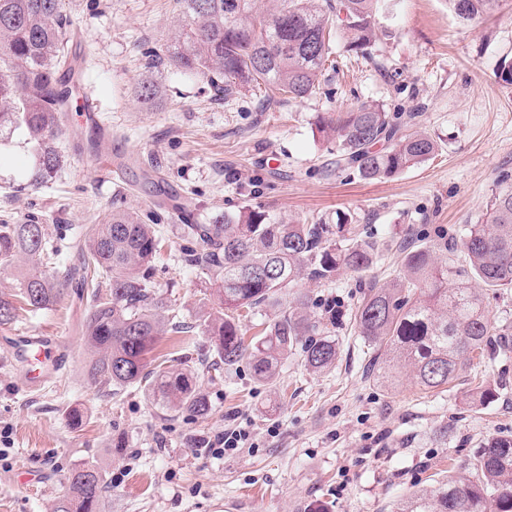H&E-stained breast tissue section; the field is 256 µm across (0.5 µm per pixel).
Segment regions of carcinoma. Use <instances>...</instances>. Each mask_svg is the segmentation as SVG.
Returning a JSON list of instances; mask_svg holds the SVG:
<instances>
[{
    "mask_svg": "<svg viewBox=\"0 0 512 512\" xmlns=\"http://www.w3.org/2000/svg\"><path fill=\"white\" fill-rule=\"evenodd\" d=\"M181 19L169 41L143 53L148 77L138 99L154 105L162 96L158 74L173 67L223 85L224 96L242 86L264 90V101L279 95L305 99L319 89L325 64L341 39L346 52L365 56L378 39L379 0H280L265 15L256 0H178ZM500 0H448L470 22L493 11ZM65 0H0V130L23 128L37 152V184L56 172L61 155L55 141L66 133L74 87L69 62L70 20ZM416 113L391 112L380 103H362L324 123L336 143V168L354 169L363 179L394 177L421 165L438 151L428 134L412 129ZM181 261L221 275L217 306L200 327L218 361L198 373L189 368L153 371L149 354L159 336L189 326L174 300L153 286L150 263L160 250L156 217L112 197L105 222L88 228L78 249L82 265L80 297L91 310L82 332L92 352L88 378L121 388L147 381L154 396L181 411L205 415L211 404L200 378L247 365L255 380L273 381L282 360L300 351L313 373L336 363L339 342L298 294L282 307L263 335L247 345L239 334L241 311L280 303L286 289L306 279L331 282L341 270L362 273L382 257L383 245L352 231L340 217L334 224H276L260 213L244 212L211 224H181ZM400 275L388 283L371 279L353 311V325L366 342L384 350L373 364L377 379L394 385L408 371L424 390L456 379L486 353L512 352V327L492 325L482 294L512 288V187L493 195L487 223L472 224L460 239L402 242ZM464 253L468 266L447 258ZM25 262L36 272L20 281L25 305H53L65 282L37 268L56 264L43 219L0 224V268ZM14 295L0 293V326L16 319ZM471 476H450L417 493L397 512H512V438H495L467 463ZM103 483L92 467L70 475V493L54 512H99Z\"/></svg>",
    "mask_w": 512,
    "mask_h": 512,
    "instance_id": "1",
    "label": "carcinoma"
}]
</instances>
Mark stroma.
Here are the masks:
<instances>
[{
	"instance_id": "obj_1",
	"label": "stroma",
	"mask_w": 512,
	"mask_h": 512,
	"mask_svg": "<svg viewBox=\"0 0 512 512\" xmlns=\"http://www.w3.org/2000/svg\"><path fill=\"white\" fill-rule=\"evenodd\" d=\"M97 2L92 11L88 0H69L67 11L73 49L90 62L81 94L97 103L118 174L106 177L84 150L80 110L69 113L56 144L63 167L36 186L24 132H0V224L38 214L51 239L68 225L57 271L73 267L74 243L107 218L109 200L122 193L140 210L187 205L200 224L249 210L284 224H332L343 212L362 235L392 243L369 271L386 281L400 270L404 238L431 240L440 230L464 236L499 174H512V85L496 79L512 62V0L470 23L448 0H393L391 13L377 17L384 34L369 57L338 53L337 70L325 72L316 94L265 110L252 88L219 99L206 81L170 69L161 76V101L142 104V52L168 39L175 0ZM371 100L418 113V127L439 144L436 154L389 179L337 169L320 120ZM152 281L193 327L162 336L155 356L173 368L187 349L213 359L200 329L217 302L213 273L182 265L165 249ZM299 291L317 315L339 312L335 367L313 373L293 353L267 385L240 366L202 381L212 405L204 416L169 409L142 383L114 392L92 385L82 336L88 304L72 289L49 308L19 309L0 337H59L63 366L31 392L29 366L0 351V512H53L70 473L85 463L103 479L100 512H394L402 498L458 471L475 448L512 437V357L474 363L432 392L407 375L392 388L375 381L378 350L350 320L362 296L356 274L303 281L286 296ZM480 384L495 396L476 405L469 395ZM73 409L83 416L77 428L68 418ZM233 417L247 425L253 447L220 459L196 455L193 440L223 432ZM36 468L38 482L30 478Z\"/></svg>"
}]
</instances>
